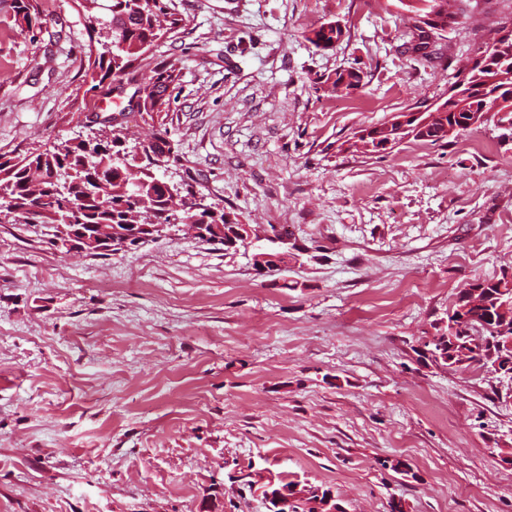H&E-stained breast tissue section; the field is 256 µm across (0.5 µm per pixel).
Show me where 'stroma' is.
Listing matches in <instances>:
<instances>
[{
    "mask_svg": "<svg viewBox=\"0 0 512 512\" xmlns=\"http://www.w3.org/2000/svg\"><path fill=\"white\" fill-rule=\"evenodd\" d=\"M0 0V154L119 135L175 147L164 178L253 234L184 231L65 253L0 212V512H268L227 463L331 490L344 512H512V380L419 350L461 284L512 272V139L355 151L359 130L448 98L512 0H448L432 57L406 51L424 0H164L177 28L90 92L74 0ZM340 22L317 49L312 30ZM174 69L166 112L129 100ZM361 71L352 94L325 82ZM298 257L258 274L280 229Z\"/></svg>",
    "mask_w": 512,
    "mask_h": 512,
    "instance_id": "stroma-1",
    "label": "stroma"
}]
</instances>
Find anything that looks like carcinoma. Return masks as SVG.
Masks as SVG:
<instances>
[{
    "instance_id": "carcinoma-1",
    "label": "carcinoma",
    "mask_w": 512,
    "mask_h": 512,
    "mask_svg": "<svg viewBox=\"0 0 512 512\" xmlns=\"http://www.w3.org/2000/svg\"><path fill=\"white\" fill-rule=\"evenodd\" d=\"M15 21L31 29L40 24L33 0H14ZM110 18L92 15L91 26L111 29L112 41L89 59L90 87L101 89L105 82L130 70L135 61L158 39L159 13L165 10L162 0H109ZM429 27L442 29L448 25V0H429ZM343 37L339 26L329 32L312 31L309 41L330 50ZM489 49L505 58L512 66V36L493 39ZM469 94L448 103V110L435 118L426 132L410 130L401 138L412 137L432 144L447 143L449 137L481 125L479 113L499 100L506 106L495 112L497 123L512 128V69L481 72ZM174 70L157 72L137 84L132 99L140 112L161 113L166 110V93L175 81ZM326 81L332 91L340 85L348 87L360 82V75L341 69ZM456 128L447 135L445 127ZM174 146L158 138L145 150L148 164L164 167L174 156ZM166 182L135 162L123 148V141L70 139L59 149L36 150L22 156H0V209L19 215L27 224H56L65 214L73 224H91L89 232L101 234L116 226L141 223V214L151 210L159 224L180 230L184 225L222 224L224 236L212 239L215 245L232 240L230 234L238 223L227 218L224 209L214 204L204 208L182 201L181 208L169 206ZM431 336L423 343L432 362L445 368L465 369L474 365L496 367L512 372V273L477 279L457 294L446 316L436 319ZM299 482L282 473L270 474L263 486L266 490L293 488Z\"/></svg>"
}]
</instances>
